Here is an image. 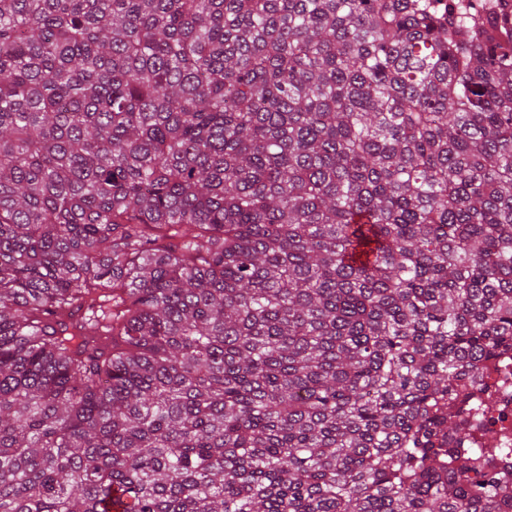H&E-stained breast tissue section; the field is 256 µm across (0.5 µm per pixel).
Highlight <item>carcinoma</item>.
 <instances>
[{
	"label": "carcinoma",
	"instance_id": "1",
	"mask_svg": "<svg viewBox=\"0 0 512 512\" xmlns=\"http://www.w3.org/2000/svg\"><path fill=\"white\" fill-rule=\"evenodd\" d=\"M440 0H0V512H512V39ZM487 370L486 373L491 374L496 378H500L504 380L503 377L506 374L507 380L505 384L503 383L500 386L499 390V403L495 410H493L491 417L482 421V424L486 427L493 428L497 430L501 437H506L510 440V445H512V375L511 371V361L507 366V370L505 371L503 368L499 369L498 374L494 372V367L486 365Z\"/></svg>",
	"mask_w": 512,
	"mask_h": 512
}]
</instances>
